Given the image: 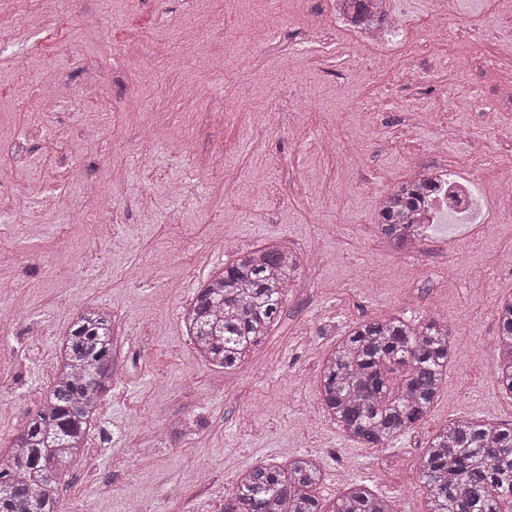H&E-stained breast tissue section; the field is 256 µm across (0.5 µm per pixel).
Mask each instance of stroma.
<instances>
[{
    "label": "stroma",
    "instance_id": "35a3bbf8",
    "mask_svg": "<svg viewBox=\"0 0 512 512\" xmlns=\"http://www.w3.org/2000/svg\"><path fill=\"white\" fill-rule=\"evenodd\" d=\"M274 11V0H242L237 10L228 0H199L194 14L186 0H83L33 55L42 26L35 0H0V18L20 20L9 30L13 45L0 53V141H28L23 162L0 154V185L15 189L0 207V250L45 256L42 264L21 260L6 271L27 294L16 325L29 344L18 361L13 336L0 337V395L21 413L35 410L55 340L80 308L91 304L112 318L116 382L88 439L98 469L87 477L70 468L61 512H224L239 472L310 452L325 468L320 499L356 482L389 497L395 512H424L416 460L431 436L461 417L512 423V398L494 382L495 358L472 359L474 350L494 349L496 302L512 293V270L501 263L512 254V217H502L492 236L469 224L432 225L423 256L411 260L382 241L378 196L363 184L369 176L391 186L410 175L412 159L448 166L469 152L482 158L479 178L512 172V146L496 138L512 112L451 110L445 122L455 133L446 139L435 140L428 128L397 136L401 113L427 103L440 87L454 95L479 83L462 69L457 84L447 85L448 54H483L488 37L455 26L450 50L428 59L431 84L416 90L395 70L375 71L357 49L311 66L297 24L275 20ZM191 24L203 36L186 50L181 38ZM264 36L299 44L293 61L263 53L246 63L234 58L235 41ZM140 39L183 52V63H158L156 73L129 82L113 71L112 57ZM216 43L225 47L224 63L201 80L200 60ZM84 59L113 72L101 99L38 112V82L65 73L81 83ZM302 101L310 111H298ZM213 106L223 107V124L207 119ZM155 110L168 120L155 129L154 164L146 170L135 130ZM257 111L268 115L260 133L253 128ZM89 121L101 126L94 164L76 173L61 168L79 126ZM355 148L362 165L337 167L336 151ZM116 163L126 170L118 221L69 224L48 208L41 223L30 222L43 185L75 194L76 206L92 213L78 183H107ZM255 169L270 195L248 196ZM145 205L155 209V223H140ZM271 240L306 265L280 318L248 363L226 371L205 365L183 332L180 310L211 268ZM143 265L153 266L152 280H139ZM446 278L456 283L455 295L443 288ZM393 314L415 321L440 316L456 341L425 419L384 448L358 446L326 418L318 432H302L305 416L321 407L317 378L327 348L357 322ZM167 417L194 421L195 435L179 440L159 432L153 453L141 457L115 447L118 436H147L152 419Z\"/></svg>",
    "mask_w": 512,
    "mask_h": 512
}]
</instances>
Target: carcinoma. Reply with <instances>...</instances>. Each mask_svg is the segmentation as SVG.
I'll use <instances>...</instances> for the list:
<instances>
[{"instance_id":"carcinoma-1","label":"carcinoma","mask_w":512,"mask_h":512,"mask_svg":"<svg viewBox=\"0 0 512 512\" xmlns=\"http://www.w3.org/2000/svg\"><path fill=\"white\" fill-rule=\"evenodd\" d=\"M434 182L414 176L380 198L377 228L396 248L423 239L409 218L424 208ZM300 257L276 242L243 251L198 287L181 314L193 348L212 367L236 368L268 336ZM495 382L512 395V293L496 304ZM112 319L79 310L58 344L51 384L0 450V512H58L61 477L86 452L112 388ZM455 349L448 324L399 315L370 318L346 332L323 358L318 395L336 428L363 448H381L417 427L448 374ZM426 512H502L512 503V426L459 418L437 431L418 461ZM319 461L299 455L239 474L224 512H393L364 484L346 487L330 506L315 495Z\"/></svg>"}]
</instances>
